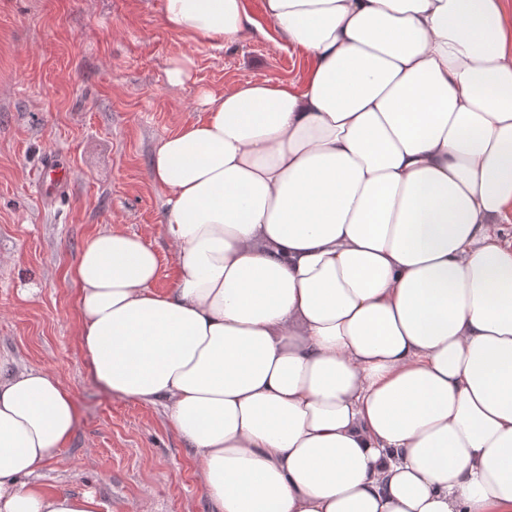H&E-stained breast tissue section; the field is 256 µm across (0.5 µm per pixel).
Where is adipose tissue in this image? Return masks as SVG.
I'll use <instances>...</instances> for the list:
<instances>
[{
  "instance_id": "obj_1",
  "label": "adipose tissue",
  "mask_w": 512,
  "mask_h": 512,
  "mask_svg": "<svg viewBox=\"0 0 512 512\" xmlns=\"http://www.w3.org/2000/svg\"><path fill=\"white\" fill-rule=\"evenodd\" d=\"M304 82L199 93L152 180L177 265L98 231L67 278L92 377L162 405L215 512H512V0H264ZM223 50L242 0H163ZM53 374L0 375V512H101L35 478Z\"/></svg>"
}]
</instances>
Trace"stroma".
I'll return each instance as SVG.
<instances>
[{
	"label": "stroma",
	"instance_id": "stroma-1",
	"mask_svg": "<svg viewBox=\"0 0 512 512\" xmlns=\"http://www.w3.org/2000/svg\"><path fill=\"white\" fill-rule=\"evenodd\" d=\"M161 5L0 0V359L51 372L74 400L73 437L44 487L93 494L109 512H214L163 407L112 395L90 376L65 273L94 232L115 225L158 252L155 287H172L165 195L151 178L159 142L202 117L198 88L297 84L309 62L273 40L263 0H244L253 36L220 51L165 28ZM184 55L191 77L170 84ZM50 161L70 180L47 195L35 178Z\"/></svg>",
	"mask_w": 512,
	"mask_h": 512
}]
</instances>
